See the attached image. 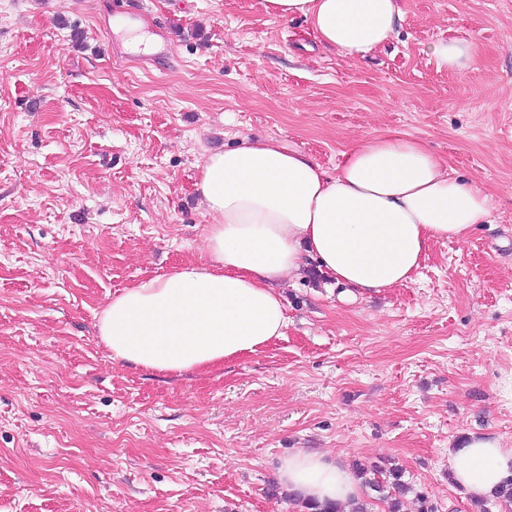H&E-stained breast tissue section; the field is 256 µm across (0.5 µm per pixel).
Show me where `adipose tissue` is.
Listing matches in <instances>:
<instances>
[{
    "label": "adipose tissue",
    "mask_w": 512,
    "mask_h": 512,
    "mask_svg": "<svg viewBox=\"0 0 512 512\" xmlns=\"http://www.w3.org/2000/svg\"><path fill=\"white\" fill-rule=\"evenodd\" d=\"M262 5L304 18L323 46L349 58L392 41L403 20L398 0ZM196 188L212 219L204 257L113 297L97 324L112 360L179 375L258 353L288 327L285 280L314 265L346 288L406 284L433 241H465L494 209L483 188L451 177L419 139L399 134L353 145L332 177L277 139H247L209 154ZM448 460L473 498L512 485V448L498 440L470 436ZM278 478L306 503L343 504L359 490L347 465L314 450L285 457Z\"/></svg>",
    "instance_id": "ef3b65f1"
}]
</instances>
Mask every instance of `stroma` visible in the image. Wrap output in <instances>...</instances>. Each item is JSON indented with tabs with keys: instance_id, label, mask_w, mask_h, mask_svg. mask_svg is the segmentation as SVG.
Listing matches in <instances>:
<instances>
[{
	"instance_id": "35a3bbf8",
	"label": "stroma",
	"mask_w": 512,
	"mask_h": 512,
	"mask_svg": "<svg viewBox=\"0 0 512 512\" xmlns=\"http://www.w3.org/2000/svg\"><path fill=\"white\" fill-rule=\"evenodd\" d=\"M400 5L352 60L261 0H0V512H303L276 478L299 448L401 470V512H480L448 451L512 448V0ZM112 11L163 30L170 67L122 59ZM442 38L467 68L428 55ZM387 132L491 193V223L351 302L285 283L284 336L236 362L111 360L112 298L203 256L208 153L272 137L332 175ZM428 50L438 66L445 69L463 68L472 56L471 46L455 39H439L431 43Z\"/></svg>"
}]
</instances>
